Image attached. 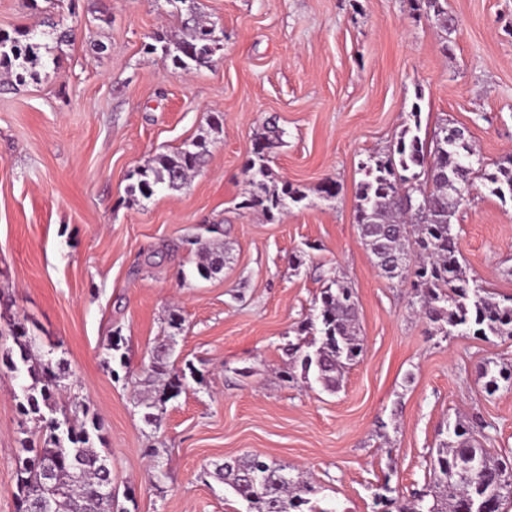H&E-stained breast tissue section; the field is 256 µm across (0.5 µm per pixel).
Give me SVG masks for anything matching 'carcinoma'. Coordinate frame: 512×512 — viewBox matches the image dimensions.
<instances>
[{"label":"carcinoma","instance_id":"1","mask_svg":"<svg viewBox=\"0 0 512 512\" xmlns=\"http://www.w3.org/2000/svg\"><path fill=\"white\" fill-rule=\"evenodd\" d=\"M187 5L182 17L184 37L170 42L164 37L147 44L149 52L161 51L181 70L197 69L211 62L218 50L212 24L204 21L193 6L195 0H180ZM425 10L442 20L445 31H456L454 16L442 0H423ZM71 30L50 22L44 29H27L15 35L0 32V71L7 81L19 84L34 76L29 64L38 60L37 50L59 47L70 41ZM420 107H414V126L403 129L387 153L371 157L363 164L365 179L356 197V219L361 238L376 260L384 258L404 263L408 249L423 257L414 268L404 267L398 278L411 279V287L420 298V311L433 322L443 323L445 335L473 333L478 336L512 337V295L497 297L468 278L459 259L453 219L457 208L480 180L501 200H512V156L495 164L494 170L480 157L470 140L448 141V124H443L429 139L420 136ZM281 131L276 127L256 142L257 149L246 163L250 177L260 178L263 195L242 201L246 208H259L274 219L288 205L301 202L305 195L290 183L278 182L268 165L269 150L278 143ZM208 154V142L192 141L171 154H162L156 165L135 172L136 183L130 192L151 197L156 189L178 191L200 167ZM466 170L458 171L460 161ZM198 261L196 271L208 279L224 268V251L217 241L194 240ZM17 350L0 355L8 369L26 366L32 384L19 402L21 415L33 420L41 429L40 446L23 445L28 456L19 460L17 470L16 512H42L43 501L53 502V512H114L115 498L103 494L105 476L111 473L107 461L94 446L101 439V424L96 414L81 404L63 419L46 417L44 409L54 410L65 385L62 362L32 357L34 338L17 321L10 324ZM301 331L319 334L311 342V351H300L302 370L311 373L323 387L333 390L340 385L344 371L363 351L359 336L353 291L345 282L334 279L321 292ZM170 337L156 342L151 350L148 370L154 381L163 384L162 394L144 402L145 419L159 420L155 411L177 396L185 372L170 366ZM487 378L485 388L493 394L500 382H512V370L482 367ZM461 421L446 428V438L439 441L437 458L430 473L429 490L420 495L413 507L398 505L399 499L382 496L396 512H503L512 505V468L506 460L489 457L485 449L468 437ZM215 476L240 500L247 512H303L309 503L306 495L313 487L293 478L285 468L267 463L257 455H244L216 466Z\"/></svg>","mask_w":512,"mask_h":512}]
</instances>
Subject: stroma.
<instances>
[{
  "label": "stroma",
  "instance_id": "stroma-1",
  "mask_svg": "<svg viewBox=\"0 0 512 512\" xmlns=\"http://www.w3.org/2000/svg\"><path fill=\"white\" fill-rule=\"evenodd\" d=\"M197 3L220 48L184 71L145 49L181 37L173 0H0V32L47 19L74 31L38 80L0 85V351L23 318L37 354L63 361L58 406L101 418L126 512H245L208 474L245 453L314 485L318 512H383L388 486L409 505L459 419L483 421L477 443L512 459V387L488 393L479 371L512 366V338L445 335L409 283L380 273L355 219L363 163L405 126L467 128L489 165L512 155V0H447L450 35L414 0ZM270 123L283 136L269 165L306 195L272 221L242 205ZM205 135L182 189L129 195L137 169ZM213 224L224 269L205 279L184 242ZM454 232L468 276L512 295V202L476 185ZM336 277L355 292L364 350L331 392L289 349L309 343L298 328ZM164 336L186 384L151 424L137 400ZM29 383L0 364V512H15L35 431L17 407Z\"/></svg>",
  "mask_w": 512,
  "mask_h": 512
}]
</instances>
